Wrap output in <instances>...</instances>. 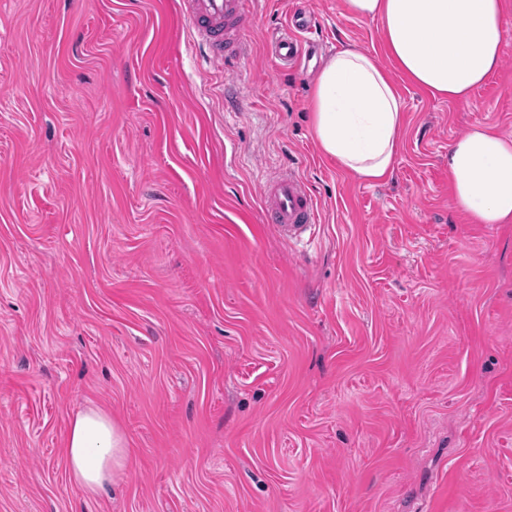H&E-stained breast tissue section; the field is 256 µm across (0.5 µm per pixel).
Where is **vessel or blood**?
Instances as JSON below:
<instances>
[{"label":"vessel or blood","mask_w":512,"mask_h":512,"mask_svg":"<svg viewBox=\"0 0 512 512\" xmlns=\"http://www.w3.org/2000/svg\"><path fill=\"white\" fill-rule=\"evenodd\" d=\"M182 12L192 41L210 69L229 72L247 59L251 0H182ZM315 28L314 14L305 10L294 13L288 29L269 35L271 58L283 65L302 64L307 59L305 45ZM261 197L264 220L280 238L297 243L314 235L318 224L316 202L295 170H283L264 182Z\"/></svg>","instance_id":"1"}]
</instances>
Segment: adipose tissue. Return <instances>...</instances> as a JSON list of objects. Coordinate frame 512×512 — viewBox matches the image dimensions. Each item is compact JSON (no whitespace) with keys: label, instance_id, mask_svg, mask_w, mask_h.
I'll use <instances>...</instances> for the list:
<instances>
[{"label":"adipose tissue","instance_id":"1","mask_svg":"<svg viewBox=\"0 0 512 512\" xmlns=\"http://www.w3.org/2000/svg\"><path fill=\"white\" fill-rule=\"evenodd\" d=\"M348 13L381 24L382 43L404 78L436 97L459 101L501 63L502 0H345ZM403 102L376 58L354 46L321 67L309 103L314 139L359 179L378 183L394 171ZM452 202L475 224L512 223V137L483 124L448 147ZM68 482L87 497L125 469L128 450L110 416L96 409L71 418L65 448Z\"/></svg>","mask_w":512,"mask_h":512}]
</instances>
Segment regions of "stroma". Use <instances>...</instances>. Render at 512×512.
<instances>
[{"instance_id": "35a3bbf8", "label": "stroma", "mask_w": 512, "mask_h": 512, "mask_svg": "<svg viewBox=\"0 0 512 512\" xmlns=\"http://www.w3.org/2000/svg\"><path fill=\"white\" fill-rule=\"evenodd\" d=\"M309 8L308 68L266 30ZM499 70L468 99L399 82L392 177L310 133L315 68L377 56L343 0H257L251 56L201 65L180 0H0V512H512V224H473L448 147L512 137ZM293 168L320 223L290 244L260 182ZM127 467L67 480L70 418ZM112 418L96 409L71 418L65 448L68 482L85 497H94L125 469L128 449Z\"/></svg>"}]
</instances>
